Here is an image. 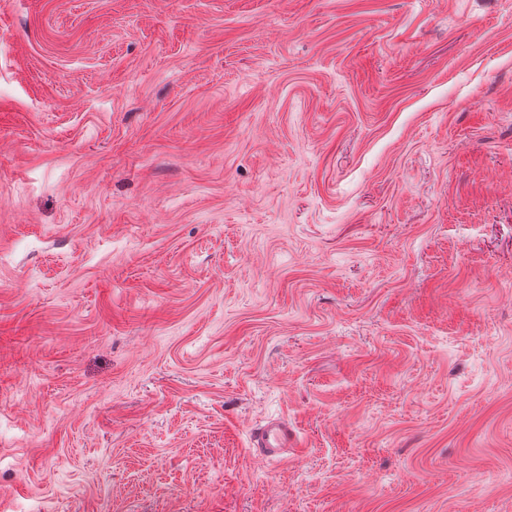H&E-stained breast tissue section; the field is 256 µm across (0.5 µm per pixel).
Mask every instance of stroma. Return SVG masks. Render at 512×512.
<instances>
[{"instance_id":"stroma-1","label":"stroma","mask_w":512,"mask_h":512,"mask_svg":"<svg viewBox=\"0 0 512 512\" xmlns=\"http://www.w3.org/2000/svg\"><path fill=\"white\" fill-rule=\"evenodd\" d=\"M0 512H512V0H0ZM296 444V435L285 418L269 419L251 437V452L261 458L283 459Z\"/></svg>"}]
</instances>
